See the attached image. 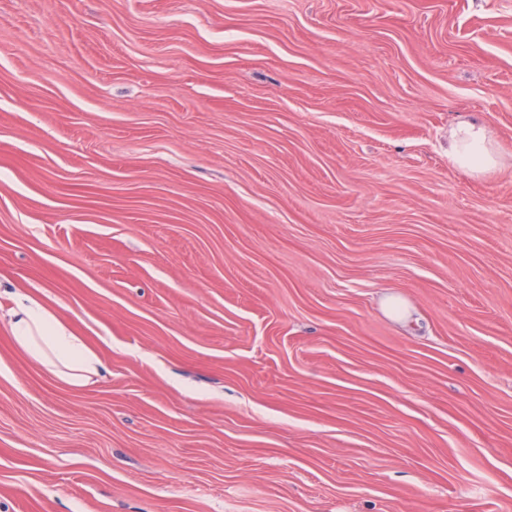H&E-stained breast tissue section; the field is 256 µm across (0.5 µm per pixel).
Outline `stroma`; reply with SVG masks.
Masks as SVG:
<instances>
[{"label": "stroma", "instance_id": "stroma-1", "mask_svg": "<svg viewBox=\"0 0 512 512\" xmlns=\"http://www.w3.org/2000/svg\"><path fill=\"white\" fill-rule=\"evenodd\" d=\"M0 284V512H512V0H0ZM448 141V158L461 169L477 174L495 170L496 151L485 122L478 119L459 121L452 128ZM1 298L9 305L2 314L0 304V324L14 343L50 374L70 386L81 387L108 371L82 338L41 301L11 288L0 289Z\"/></svg>", "mask_w": 512, "mask_h": 512}]
</instances>
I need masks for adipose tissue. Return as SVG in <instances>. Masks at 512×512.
Returning a JSON list of instances; mask_svg holds the SVG:
<instances>
[{
  "label": "adipose tissue",
  "mask_w": 512,
  "mask_h": 512,
  "mask_svg": "<svg viewBox=\"0 0 512 512\" xmlns=\"http://www.w3.org/2000/svg\"><path fill=\"white\" fill-rule=\"evenodd\" d=\"M448 157L467 172H493L496 151L487 124L478 119L459 121L449 135ZM1 298L8 306L0 313V324L14 343L50 374L81 387L106 373L102 359L41 301L8 288L0 289Z\"/></svg>",
  "instance_id": "ef3b65f1"
}]
</instances>
